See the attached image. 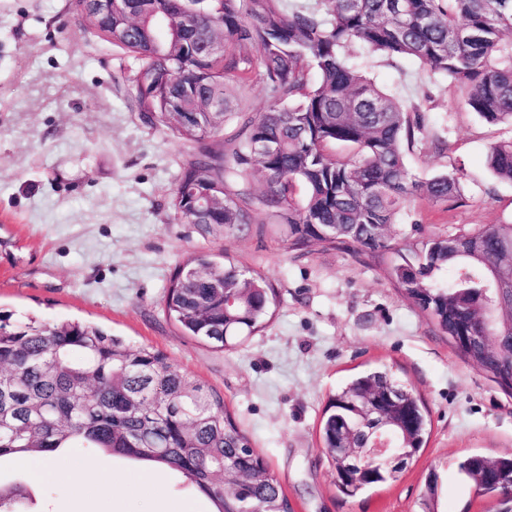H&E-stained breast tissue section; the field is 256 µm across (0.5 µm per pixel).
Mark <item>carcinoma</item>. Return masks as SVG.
I'll return each instance as SVG.
<instances>
[{
  "mask_svg": "<svg viewBox=\"0 0 512 512\" xmlns=\"http://www.w3.org/2000/svg\"><path fill=\"white\" fill-rule=\"evenodd\" d=\"M184 6L183 0H137L133 17L114 10L97 18L98 36L112 31L137 63L141 118L199 142L221 131L238 109L228 81L247 84L258 65L271 101L243 120L230 139V160L206 152L182 168L174 211L202 235L218 238L244 229L259 205L287 221L293 251L390 253L387 277L444 334L474 326L460 291L486 287L490 269L512 275V222L418 244L389 234L413 197L458 202L461 180L448 173L414 178L402 147L425 137L419 108L380 89L358 58H413L430 75L465 87L466 105L481 119L512 126V0H215L201 6L196 28L179 30L173 40L156 20L179 25ZM206 39L223 42V52L208 54ZM212 100L224 109L213 111ZM184 112L196 113L192 124L182 123ZM331 143L352 146L355 154L338 160L326 152ZM487 164L497 179L512 182V137L491 147ZM254 169L264 177L257 197L247 187ZM191 185L216 189L224 203L206 212L195 208ZM450 268L455 276L448 282L443 273ZM275 301L259 272L200 252L170 277L165 311L184 335L226 349L263 328ZM497 318L496 353L459 355L512 392V290ZM372 388L403 421L397 447L414 457L429 435L424 401L389 369L352 377L329 399L321 427L336 485L348 497L387 482L379 471L349 468L334 455L340 428L357 423L360 396ZM67 448L164 465L217 512H291L280 490L224 491L213 469L218 461L267 464L224 396L168 363L163 352L132 347L90 323H12L0 315V458ZM29 500L22 484H0V512H29Z\"/></svg>",
  "mask_w": 512,
  "mask_h": 512,
  "instance_id": "obj_1",
  "label": "carcinoma"
}]
</instances>
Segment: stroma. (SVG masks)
<instances>
[{
	"label": "stroma",
	"instance_id": "1",
	"mask_svg": "<svg viewBox=\"0 0 512 512\" xmlns=\"http://www.w3.org/2000/svg\"><path fill=\"white\" fill-rule=\"evenodd\" d=\"M134 69L68 14L67 0H0V313L87 322L164 352L223 396L293 512H426L432 476L438 512H496L459 464L473 454L512 456V396L462 359L374 260L289 250L282 225L260 208L246 231L216 240L179 219L171 192L181 168L202 150L223 152L240 120L198 143L148 126L128 93ZM367 71L421 106L428 136L407 151L410 172H454L464 186L453 207L415 199L394 233L419 223L425 236L445 237L512 222V184L487 167L490 147L512 138V127L479 118L465 89L416 60L374 58ZM199 250L226 253L278 294L266 327L237 347L182 335L163 312L170 277ZM379 367L421 396L430 434L396 479L350 498L322 450L323 410L350 377ZM102 459L103 451L73 448L38 480L24 461L4 458L0 482L29 484L33 512H71L69 475ZM109 461L135 486L116 507L148 512L157 464Z\"/></svg>",
	"mask_w": 512,
	"mask_h": 512
}]
</instances>
